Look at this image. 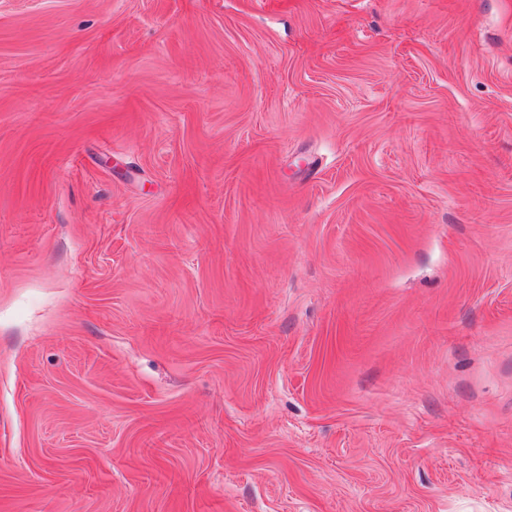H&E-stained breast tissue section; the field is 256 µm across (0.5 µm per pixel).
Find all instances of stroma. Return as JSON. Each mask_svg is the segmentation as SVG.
<instances>
[{
    "label": "stroma",
    "mask_w": 512,
    "mask_h": 512,
    "mask_svg": "<svg viewBox=\"0 0 512 512\" xmlns=\"http://www.w3.org/2000/svg\"><path fill=\"white\" fill-rule=\"evenodd\" d=\"M0 512H512V0H0Z\"/></svg>",
    "instance_id": "obj_1"
}]
</instances>
